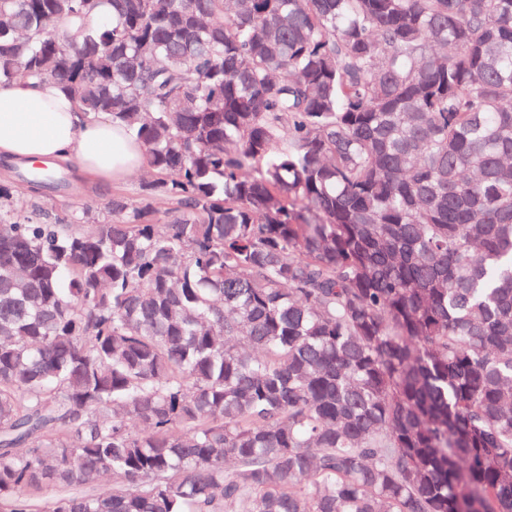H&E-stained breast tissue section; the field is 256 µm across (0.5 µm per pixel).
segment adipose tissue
<instances>
[{"instance_id":"adipose-tissue-1","label":"adipose tissue","mask_w":512,"mask_h":512,"mask_svg":"<svg viewBox=\"0 0 512 512\" xmlns=\"http://www.w3.org/2000/svg\"><path fill=\"white\" fill-rule=\"evenodd\" d=\"M0 154L77 161L97 180L129 177L145 163L142 144L121 124L79 112L54 84H0Z\"/></svg>"}]
</instances>
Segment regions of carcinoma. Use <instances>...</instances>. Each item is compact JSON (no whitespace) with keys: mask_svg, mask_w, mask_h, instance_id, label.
<instances>
[{"mask_svg":"<svg viewBox=\"0 0 512 512\" xmlns=\"http://www.w3.org/2000/svg\"><path fill=\"white\" fill-rule=\"evenodd\" d=\"M15 80L155 179L0 189V512H512V0H0Z\"/></svg>","mask_w":512,"mask_h":512,"instance_id":"carcinoma-1","label":"carcinoma"}]
</instances>
